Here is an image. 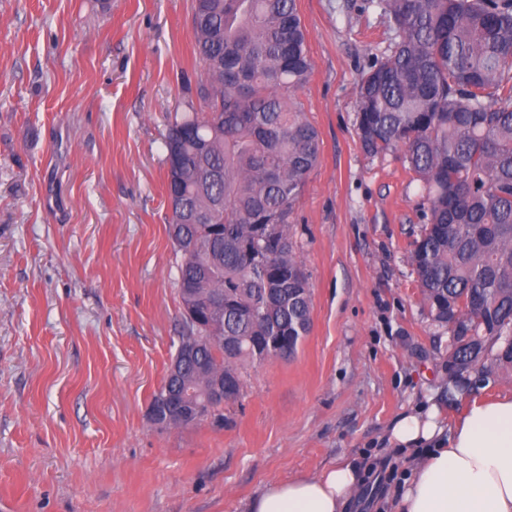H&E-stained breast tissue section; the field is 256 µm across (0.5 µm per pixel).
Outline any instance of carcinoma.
Here are the masks:
<instances>
[{"label":"carcinoma","instance_id":"obj_1","mask_svg":"<svg viewBox=\"0 0 512 512\" xmlns=\"http://www.w3.org/2000/svg\"><path fill=\"white\" fill-rule=\"evenodd\" d=\"M378 6L394 34L357 85L358 135L370 153L401 149L423 184L410 260L463 392L473 374L512 372V0ZM191 22L199 106L173 117L163 147L181 336L197 350L153 394L165 428L186 426L165 390L221 425L216 379L242 390L238 363L294 353L310 329L289 231L321 144L290 97L312 71L296 0H192ZM215 296L224 309L205 308Z\"/></svg>","mask_w":512,"mask_h":512}]
</instances>
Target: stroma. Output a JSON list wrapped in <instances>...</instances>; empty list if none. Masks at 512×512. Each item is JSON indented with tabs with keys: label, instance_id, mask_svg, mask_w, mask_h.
Here are the masks:
<instances>
[{
	"label": "stroma",
	"instance_id": "1",
	"mask_svg": "<svg viewBox=\"0 0 512 512\" xmlns=\"http://www.w3.org/2000/svg\"><path fill=\"white\" fill-rule=\"evenodd\" d=\"M192 0H0V512H248L271 482L390 465L351 512H396L393 420L436 397L448 328L408 261L423 189L367 152L356 87L387 54L373 0H297L321 151L293 214L311 289L296 353L244 363L223 425L148 417L181 327L162 140L196 96Z\"/></svg>",
	"mask_w": 512,
	"mask_h": 512
}]
</instances>
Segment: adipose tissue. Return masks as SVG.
Instances as JSON below:
<instances>
[{"label": "adipose tissue", "instance_id": "adipose-tissue-1", "mask_svg": "<svg viewBox=\"0 0 512 512\" xmlns=\"http://www.w3.org/2000/svg\"><path fill=\"white\" fill-rule=\"evenodd\" d=\"M388 441L414 456L399 512H512V396L472 399L451 423L429 402L399 415ZM361 484L346 460L312 477L269 483L249 512H346Z\"/></svg>", "mask_w": 512, "mask_h": 512}]
</instances>
